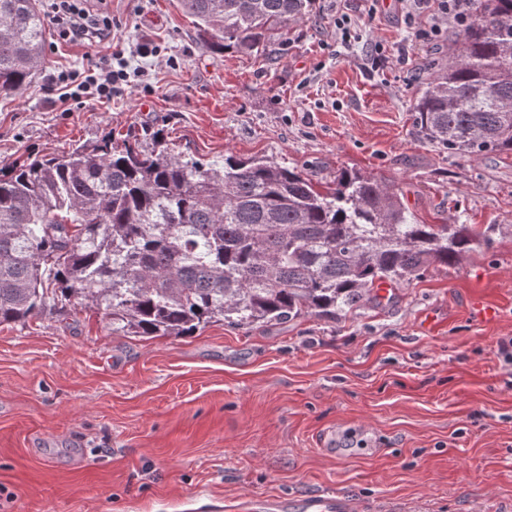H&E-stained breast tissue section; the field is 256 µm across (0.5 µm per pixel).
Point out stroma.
<instances>
[{"label":"stroma","mask_w":512,"mask_h":512,"mask_svg":"<svg viewBox=\"0 0 512 512\" xmlns=\"http://www.w3.org/2000/svg\"><path fill=\"white\" fill-rule=\"evenodd\" d=\"M88 7L111 12L112 42L59 44L0 94V167L159 131L175 155L266 157L324 183L356 171L393 181L420 223L501 230L335 319L143 337L70 307L0 325V512H306L326 492L512 512V152L451 155L416 128L418 75L447 36H421L401 0H316L272 55L217 54L176 0ZM118 48L131 86L67 111L48 76Z\"/></svg>","instance_id":"stroma-1"}]
</instances>
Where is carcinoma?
<instances>
[{"label": "carcinoma", "mask_w": 512, "mask_h": 512, "mask_svg": "<svg viewBox=\"0 0 512 512\" xmlns=\"http://www.w3.org/2000/svg\"><path fill=\"white\" fill-rule=\"evenodd\" d=\"M213 50L271 53L315 0H177ZM448 62L417 89L416 123L453 154L512 152V0H476ZM38 0H0V92L44 59ZM497 224H420L386 182L342 171L317 189L267 158L203 163L110 139L0 168V324L47 307L92 309L132 336H189L210 323L336 318L376 285L455 267Z\"/></svg>", "instance_id": "obj_1"}]
</instances>
